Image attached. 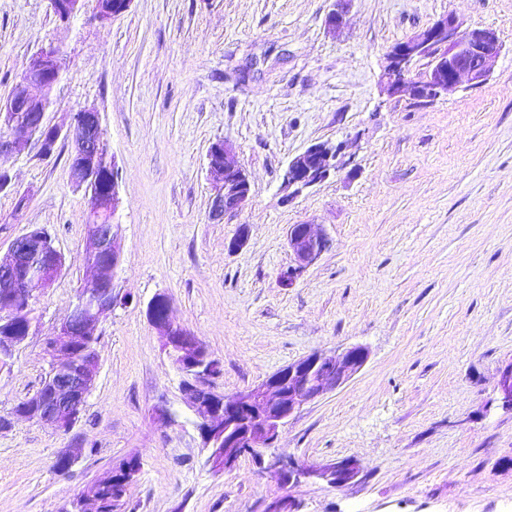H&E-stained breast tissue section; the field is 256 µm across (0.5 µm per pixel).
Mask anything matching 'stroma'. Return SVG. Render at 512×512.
Wrapping results in <instances>:
<instances>
[{
	"label": "stroma",
	"mask_w": 512,
	"mask_h": 512,
	"mask_svg": "<svg viewBox=\"0 0 512 512\" xmlns=\"http://www.w3.org/2000/svg\"><path fill=\"white\" fill-rule=\"evenodd\" d=\"M96 6L83 0L64 22L50 0H0V99L40 48L63 65L46 114L62 132L53 154L0 157V260L34 227L65 260L34 285L38 328L0 370V512H75L133 453L121 512H264L284 495L299 512H512V412L489 405L512 361V0H349L336 31L334 0H132L105 24ZM449 14L496 31L492 75L427 104L390 95L388 51ZM81 109L99 113L116 158L122 302L100 324L95 385L64 432L13 409L40 389L45 340L92 276L86 199L69 176ZM220 139L253 193L216 220L206 155ZM318 142L339 146L336 171L292 195L283 172ZM293 224L330 242L285 288ZM159 293L227 395L312 352L366 346L365 366L276 443L307 466L355 458L361 478L285 488L247 456L212 471L147 318Z\"/></svg>",
	"instance_id": "stroma-1"
}]
</instances>
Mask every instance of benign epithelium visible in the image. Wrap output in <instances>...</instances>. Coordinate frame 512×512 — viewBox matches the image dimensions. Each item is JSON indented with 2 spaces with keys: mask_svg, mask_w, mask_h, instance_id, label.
<instances>
[{
  "mask_svg": "<svg viewBox=\"0 0 512 512\" xmlns=\"http://www.w3.org/2000/svg\"><path fill=\"white\" fill-rule=\"evenodd\" d=\"M130 4L131 0H112V8L97 10L95 20L107 23L126 12ZM499 54V38L494 30H463L453 16L446 15L394 45L386 55L381 79L391 95L398 96L408 88L413 98L431 102L456 92L464 77L473 85L485 83ZM422 60L425 69L413 73L414 64ZM61 70L59 52L52 46L40 49L27 60L9 97L0 100V124L9 128L0 135V156H22L34 144L42 153H51L61 131L46 125L45 114L49 92L59 81ZM33 87L41 88L43 95L33 96ZM230 152L222 140L214 142L207 152L211 216L215 219L238 210L252 195L249 177L229 160ZM335 157L336 146L313 144L289 163L283 182L300 192L328 177ZM115 168V158L105 148L99 114L88 110L74 113L70 177L74 184L86 189V260L96 275L79 290L59 333L46 341L49 371L41 388L14 409L17 415L50 423L63 431L74 425L94 387L98 369L94 339L103 317L118 302L112 295V279L120 263L118 225L104 223L105 218L118 215V181L112 177V186L104 192L91 185L95 177H106ZM327 245V237L316 232L314 225H290L288 246L294 264L281 271V286L292 287ZM63 264L62 255L38 228L13 241L9 258L0 262V306L10 311V319L24 324L25 335L18 336L13 330L0 334L1 358L10 356L35 331L30 285L51 284ZM147 315L152 325L163 332L165 350L185 376L182 390L201 419L199 429L209 449L207 464L213 471L235 470L239 459L248 453L259 468L277 472L285 485L312 480L338 487L357 481L362 467L354 458L308 468L284 459L272 448L280 429L304 405L342 387L364 367L368 359L365 347L353 345L338 353L313 352L259 384L227 396L206 385V378L216 372V362L197 337L171 321L169 299L164 295L154 297ZM495 403L512 411V361L501 371Z\"/></svg>",
  "mask_w": 512,
  "mask_h": 512,
  "instance_id": "obj_1",
  "label": "benign epithelium"
}]
</instances>
